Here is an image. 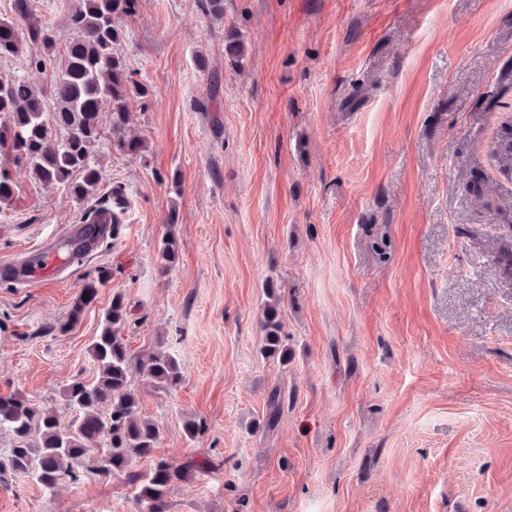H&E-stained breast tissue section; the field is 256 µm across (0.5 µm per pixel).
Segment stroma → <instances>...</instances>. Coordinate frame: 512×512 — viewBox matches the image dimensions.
Here are the masks:
<instances>
[{
  "instance_id": "obj_1",
  "label": "stroma",
  "mask_w": 512,
  "mask_h": 512,
  "mask_svg": "<svg viewBox=\"0 0 512 512\" xmlns=\"http://www.w3.org/2000/svg\"><path fill=\"white\" fill-rule=\"evenodd\" d=\"M33 14L60 53L61 0ZM120 25L149 89L128 99L144 153L119 151L102 116L93 195L121 191L127 212L54 278L0 277V392L69 424L62 390L94 378L117 294L129 349L164 346L183 380L130 373L153 458L52 489L1 473L0 512H137L129 476L156 458L194 466L168 512H512V176L491 156L512 120V0H224L220 18L139 0ZM9 173L0 261L26 265L86 206ZM270 285L284 363L261 352ZM179 244L174 232H168L162 240L157 259V272L160 277L167 276L178 260ZM106 280L107 274L105 272L99 273L96 278L85 280L72 307L70 320L59 326V333H66L70 329L71 323L79 319L84 308L95 300L98 288L103 287Z\"/></svg>"
}]
</instances>
